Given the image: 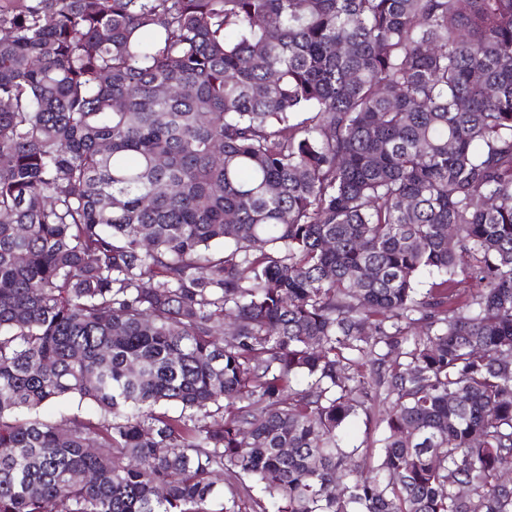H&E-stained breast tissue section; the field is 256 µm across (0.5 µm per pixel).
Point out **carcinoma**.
Listing matches in <instances>:
<instances>
[{
  "label": "carcinoma",
  "instance_id": "cac0c4a2",
  "mask_svg": "<svg viewBox=\"0 0 512 512\" xmlns=\"http://www.w3.org/2000/svg\"><path fill=\"white\" fill-rule=\"evenodd\" d=\"M511 470L512 0H0V512H512ZM73 415L95 418L97 407L89 401H83L78 405L77 400H68L48 405L41 411V416L60 425L64 424L66 418Z\"/></svg>",
  "mask_w": 512,
  "mask_h": 512
}]
</instances>
